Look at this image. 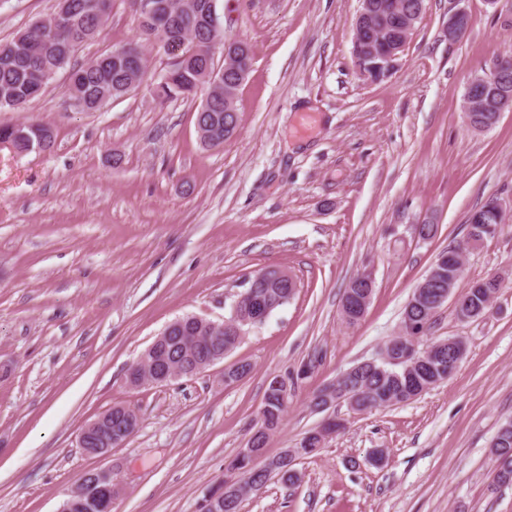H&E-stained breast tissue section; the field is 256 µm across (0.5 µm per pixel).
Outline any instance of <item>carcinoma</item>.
<instances>
[{
	"instance_id": "carcinoma-1",
	"label": "carcinoma",
	"mask_w": 512,
	"mask_h": 512,
	"mask_svg": "<svg viewBox=\"0 0 512 512\" xmlns=\"http://www.w3.org/2000/svg\"><path fill=\"white\" fill-rule=\"evenodd\" d=\"M210 0H166L163 12L148 17L138 15L141 42L129 43L98 55L93 60L78 65L72 63L77 49L94 38L109 20L112 0H59V8L65 9L71 22L67 25H52V19L37 21L15 34L8 42L0 44V109H21L41 95L56 76L67 73V90L70 96L87 111H97L110 102L133 94L142 83L148 68L145 46H157L162 51L176 49L175 56H167V62L159 78L161 88L155 96L162 102L174 99H193L203 94L198 111L204 113L202 126L197 129L200 143L211 148L232 137L236 129L226 128L228 123H237V96L240 87L251 69V55L245 48L247 42L237 40L242 48L235 56L216 61L215 55L224 51V29L213 27L205 20L210 9ZM372 5L370 17L363 36L372 41L377 53L386 52L399 38L400 19L398 13L415 9L422 12L423 0H368ZM471 128L484 131L492 128L494 111L472 112ZM0 144L18 155L35 149L49 151L54 147L55 134L45 124L32 122L0 126ZM494 202L491 198L472 210L467 218L468 241L479 247L485 240L495 237L500 230L496 220ZM266 287L260 289L263 301L272 307H281L293 299L297 283L276 278L278 271H266ZM482 287L468 290L465 298L469 307L486 306L501 288V281L492 277L478 280ZM441 288L433 285L421 298L411 295L407 302L403 320L411 325L428 330L439 302ZM256 322L237 318L235 325L218 332L205 325L186 323L179 333L163 340L159 353L169 362V368H183L187 358L195 360L215 353L230 352L241 340V335ZM466 345L460 336L452 337V344L438 352L439 361L426 356V350L418 349L414 355L424 363L413 376L404 373V364L393 363L401 349L411 346L410 340L400 342L397 338L385 344V353L390 360L367 364L354 371L345 372L336 379L338 388L359 394L357 405L363 412L389 407L408 400L407 392L424 386L438 375V366L448 364L452 346ZM262 406L270 407L268 424L275 432L280 427L287 406L274 403L263 397ZM139 426V417L129 422L119 410L112 409V430H103L97 435L100 443L117 437L121 440L132 435ZM492 469L502 471L493 478L498 487L505 485L504 476H512V421L503 424L491 443ZM238 468L253 484V492L260 491L268 481L267 476L254 466L245 469L230 460L228 469ZM67 512H97L89 503L86 492H73L64 502Z\"/></svg>"
}]
</instances>
